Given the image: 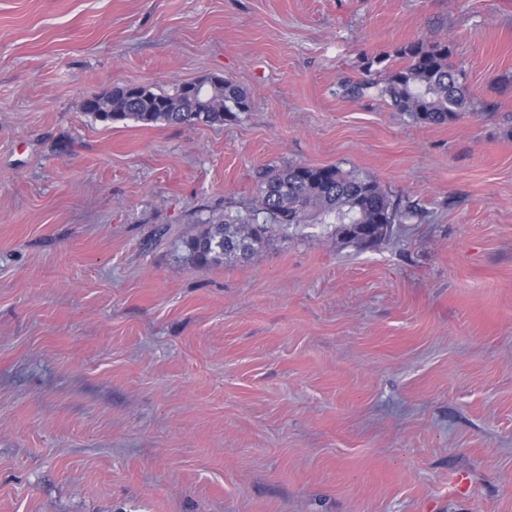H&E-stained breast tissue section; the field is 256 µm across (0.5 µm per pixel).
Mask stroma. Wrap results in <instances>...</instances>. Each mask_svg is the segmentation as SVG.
Here are the masks:
<instances>
[{
	"label": "stroma",
	"instance_id": "1",
	"mask_svg": "<svg viewBox=\"0 0 512 512\" xmlns=\"http://www.w3.org/2000/svg\"><path fill=\"white\" fill-rule=\"evenodd\" d=\"M417 39L476 110L343 94ZM210 75L249 111L81 109ZM297 162L416 216L177 258ZM0 512H512V0H0Z\"/></svg>",
	"mask_w": 512,
	"mask_h": 512
}]
</instances>
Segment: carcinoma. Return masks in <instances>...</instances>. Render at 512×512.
<instances>
[{"label": "carcinoma", "instance_id": "obj_1", "mask_svg": "<svg viewBox=\"0 0 512 512\" xmlns=\"http://www.w3.org/2000/svg\"><path fill=\"white\" fill-rule=\"evenodd\" d=\"M446 43L415 40L400 46L395 57L403 65L388 64L390 56L364 58L366 73L387 71L384 84L371 79L349 81L344 93L361 98L376 90L396 111L416 124L440 125L475 109L459 73L448 63ZM104 112L94 116L104 122L134 119L149 125L222 124L250 109L246 93L229 80L199 93L179 86L173 93L144 85L137 95L125 87L112 89V102H101ZM255 205L247 214H224L182 240V258L192 265L248 260L263 251L273 237H288L302 224H324L340 241L371 248L390 234L395 224L415 216L409 207L393 200L376 179L336 164L311 166L290 163L268 165L254 175Z\"/></svg>", "mask_w": 512, "mask_h": 512}]
</instances>
